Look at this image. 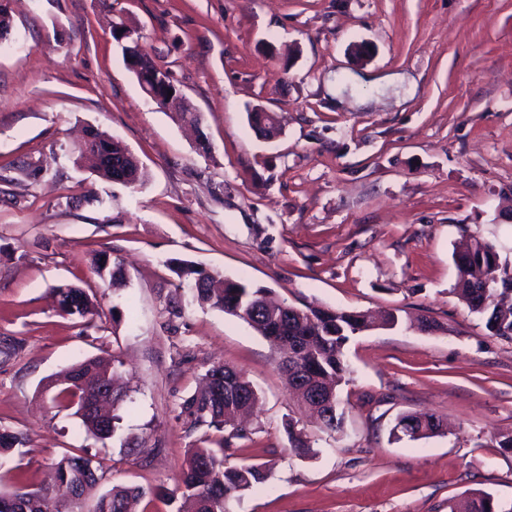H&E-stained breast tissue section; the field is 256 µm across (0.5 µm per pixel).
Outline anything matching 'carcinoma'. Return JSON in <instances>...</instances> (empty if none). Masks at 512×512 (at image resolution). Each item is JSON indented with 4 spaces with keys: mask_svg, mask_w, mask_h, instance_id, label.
Masks as SVG:
<instances>
[{
    "mask_svg": "<svg viewBox=\"0 0 512 512\" xmlns=\"http://www.w3.org/2000/svg\"><path fill=\"white\" fill-rule=\"evenodd\" d=\"M113 37L120 44L123 55L138 46L141 36L120 22L113 26ZM142 72L158 85V93H172L180 97L183 111L180 119L191 124L201 122L198 112L173 83L169 73L158 67L149 54L133 55ZM251 127L271 139L279 128L267 114L248 112ZM92 144L109 148L117 158L124 159L125 167L135 174L134 183H141L144 171L138 159L128 154L123 144L106 133L92 130ZM76 162L87 160L100 178L116 181L115 171L99 164L95 150L81 145L74 147ZM468 252L453 256L457 269L456 292L470 313L485 320L486 329L495 336L512 340V264L503 261L496 246L474 236ZM94 272L112 280L123 277V267L109 257L95 258ZM178 277L193 283L194 296L199 304L218 308L241 319L262 335L282 355V367L288 374V387L297 405L306 406V391L316 390L326 396L321 408V429L341 433L345 425V409L340 402L337 386L349 372L344 360V347L350 339L374 326L371 317L361 311L335 310L313 305L298 307L284 300L273 301L271 289L242 280L222 278L199 268L186 260L174 261ZM60 309L68 315L86 318L96 313V304L83 288H71ZM121 362L112 359V365L89 359L69 367L64 375V387L53 398L57 407L72 411L88 433L99 440L110 438L116 432L115 415L109 416L106 427L99 426L90 416L81 413L88 387L105 377L112 379V403L124 396L115 382ZM257 401V392L244 375L228 365L209 369L204 376L200 393L184 400L182 414L191 426L207 425L221 433L216 447H195L188 450L182 468V496L191 500L193 512H224V503L241 496L245 491L263 483L269 476L266 465L259 463L227 466L230 439L245 438L248 430L240 426L237 416L247 412ZM440 419L434 414H403L393 431L411 440L429 438L440 431ZM45 488H33L20 479L13 488L0 491V503L14 498L23 500L18 512H52ZM146 492L133 486H114L101 493L95 512H139L137 507ZM464 512H503L489 493L472 499Z\"/></svg>",
    "mask_w": 512,
    "mask_h": 512,
    "instance_id": "1",
    "label": "carcinoma"
}]
</instances>
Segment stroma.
Listing matches in <instances>:
<instances>
[{
  "label": "stroma",
  "mask_w": 512,
  "mask_h": 512,
  "mask_svg": "<svg viewBox=\"0 0 512 512\" xmlns=\"http://www.w3.org/2000/svg\"><path fill=\"white\" fill-rule=\"evenodd\" d=\"M0 49V488L48 482L64 455L101 461L95 492H172L188 448L215 437L181 406L207 369L258 392L232 465L268 480L228 512H450L475 494L512 507V341L457 299L466 236L512 259V0H9ZM138 30L201 113L209 146L141 91L111 25ZM369 51L357 60L353 45ZM275 113L258 136L247 110ZM93 126L139 159L128 187L79 168ZM122 262L126 285L92 269ZM191 260L294 305L424 315L442 329L363 332L345 348V431L300 410L269 342L193 299L170 270ZM93 294L64 314L53 290ZM124 363L117 436L98 440L53 407L55 377L92 358ZM431 412L444 431L393 427ZM313 452H292L289 431ZM69 298L71 300L67 301ZM60 304V309L71 316L86 318L96 313V304L83 288H70L65 299ZM440 419L435 414H403L393 427V432H401L410 440L429 438L440 431Z\"/></svg>",
  "instance_id": "obj_1"
}]
</instances>
